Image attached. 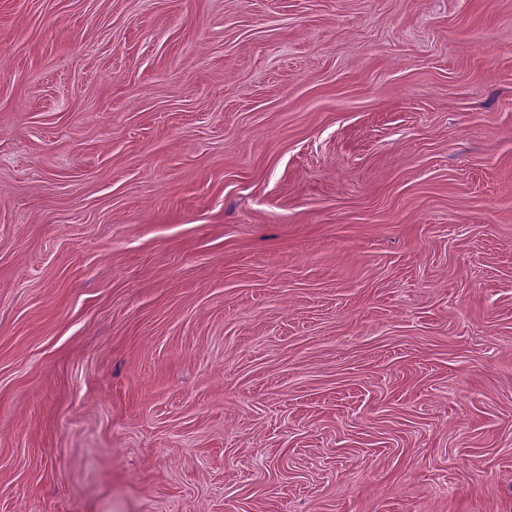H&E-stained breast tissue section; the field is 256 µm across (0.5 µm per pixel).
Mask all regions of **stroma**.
<instances>
[{
  "instance_id": "1",
  "label": "stroma",
  "mask_w": 512,
  "mask_h": 512,
  "mask_svg": "<svg viewBox=\"0 0 512 512\" xmlns=\"http://www.w3.org/2000/svg\"><path fill=\"white\" fill-rule=\"evenodd\" d=\"M0 512H512V0H0Z\"/></svg>"
}]
</instances>
